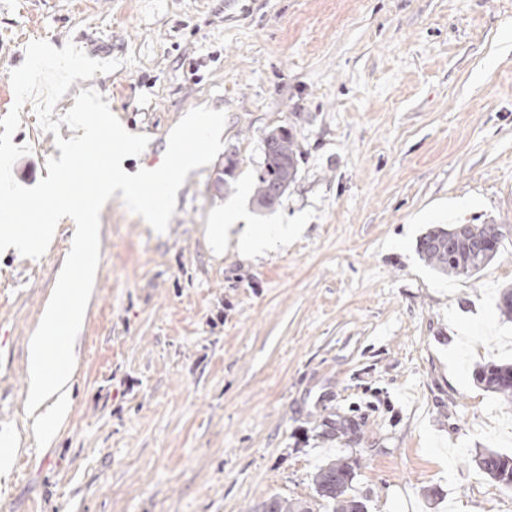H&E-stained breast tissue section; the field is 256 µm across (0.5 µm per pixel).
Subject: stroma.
<instances>
[{
  "label": "stroma",
  "mask_w": 512,
  "mask_h": 512,
  "mask_svg": "<svg viewBox=\"0 0 512 512\" xmlns=\"http://www.w3.org/2000/svg\"><path fill=\"white\" fill-rule=\"evenodd\" d=\"M35 39L119 61L91 83L150 139L129 169L162 161L195 107L227 121L166 232L102 208L70 407L0 473V512H256L273 495L325 512L314 477L338 459L368 512H512L473 462L512 452V408L473 376L512 360V235L471 277L418 251L436 227L512 225V0H0V118ZM20 118L13 176L31 187L61 152L33 103ZM276 126L299 173L261 213ZM227 207L304 230L220 253ZM73 226L41 258L0 254V432L26 417L28 341Z\"/></svg>",
  "instance_id": "obj_1"
}]
</instances>
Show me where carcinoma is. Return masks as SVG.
<instances>
[{"label": "carcinoma", "instance_id": "obj_1", "mask_svg": "<svg viewBox=\"0 0 512 512\" xmlns=\"http://www.w3.org/2000/svg\"><path fill=\"white\" fill-rule=\"evenodd\" d=\"M263 162L257 175L253 204L262 210L279 205L281 195L295 183L298 175L297 145L283 127L270 130L262 145ZM488 224H454L435 228L420 239L419 252L435 270L471 277L498 254L502 239L488 243ZM474 380L486 391L512 404V364H488L476 369ZM477 468L490 480L512 490V455L486 450L473 457ZM355 472L337 460L322 467L315 476V493L331 512H367L364 502L349 497ZM260 512H310L279 496L264 502Z\"/></svg>", "mask_w": 512, "mask_h": 512}]
</instances>
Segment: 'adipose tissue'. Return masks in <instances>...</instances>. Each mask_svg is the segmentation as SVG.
Here are the masks:
<instances>
[{"label":"adipose tissue","instance_id":"1","mask_svg":"<svg viewBox=\"0 0 512 512\" xmlns=\"http://www.w3.org/2000/svg\"><path fill=\"white\" fill-rule=\"evenodd\" d=\"M215 232L224 236L225 245H232L243 255L262 254L269 239L287 242L298 230L294 224H278L271 231L257 230L251 224H218ZM61 297L70 306V321L62 323L55 305H48L42 315L40 327L28 345L29 385L26 396L28 415L33 426H42L46 418L61 410L71 387V354L63 334L65 328H77L82 322V294L79 283L62 278L59 285ZM55 353L53 367H46L48 353Z\"/></svg>","mask_w":512,"mask_h":512}]
</instances>
